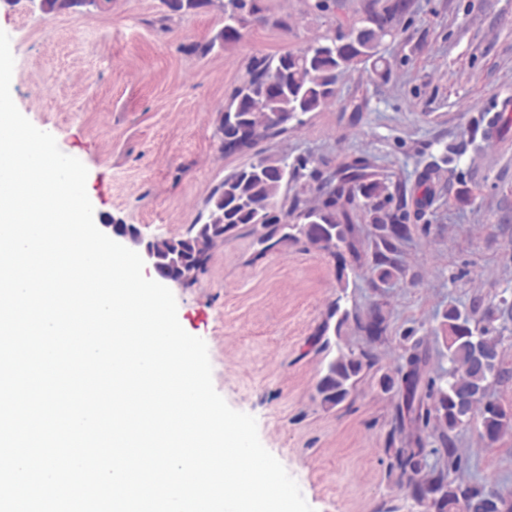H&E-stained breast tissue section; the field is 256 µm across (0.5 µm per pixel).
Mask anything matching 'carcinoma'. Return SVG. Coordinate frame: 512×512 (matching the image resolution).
I'll return each instance as SVG.
<instances>
[{
  "label": "carcinoma",
  "mask_w": 512,
  "mask_h": 512,
  "mask_svg": "<svg viewBox=\"0 0 512 512\" xmlns=\"http://www.w3.org/2000/svg\"><path fill=\"white\" fill-rule=\"evenodd\" d=\"M84 0H41L47 14H62L82 6ZM170 15L187 16L217 7L224 25L205 43L190 44L184 50L206 55L240 40V29L250 18L263 20L259 0H161ZM402 5L371 14L366 25L354 27L333 38L324 37L311 45L283 50L275 55L251 57L242 80L235 85L224 109L219 113L217 135L219 151L231 154L250 149L261 141L288 132L284 120L316 112L336 95L338 77L360 62L383 61L380 47L385 37L394 34L393 22ZM277 87L269 89L271 75ZM257 134L253 140L240 139L242 132ZM287 159L275 155H256L227 174L210 192L205 202L206 215L199 216L186 234L160 238L153 243V269L161 278L191 286L205 271L211 251L242 234L253 238L257 256L288 245L306 242L337 258V279L347 285V260L361 259L358 225L349 211L339 206L343 197L372 214L373 248L371 271L381 283L405 273L394 256L399 245L410 236V226L399 224L382 213L388 197L385 181L352 164L345 168L341 184L315 194L312 205L299 198L288 199ZM476 309L450 307L438 315L436 337L446 348L448 367L429 369L426 351L420 343L404 349L398 364L384 370L371 346L384 340L387 332L385 305H374L363 317H355L364 333L367 347L358 351L338 349L328 360L316 383L321 405L333 409L344 403L364 378H371L380 391L397 394L402 402L395 407L386 451L398 483L421 512H512V492L494 486L467 483L459 474L468 461L453 447L451 433L479 417L481 438L489 444L512 431V409L505 408L489 394L490 380L499 378L505 350L498 336L475 317ZM350 313L340 301L326 310L317 340L320 350H330L326 338L333 331L341 338ZM512 307L502 298L491 303L483 319L507 321ZM436 457L429 463V456Z\"/></svg>",
  "instance_id": "cac0c4a2"
}]
</instances>
